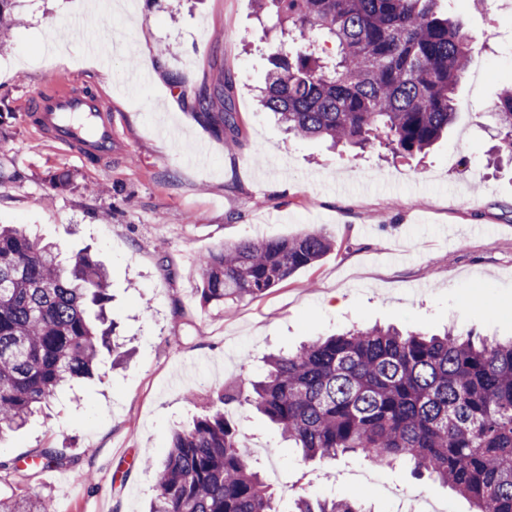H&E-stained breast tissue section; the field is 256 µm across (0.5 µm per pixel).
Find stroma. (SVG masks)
<instances>
[{
    "mask_svg": "<svg viewBox=\"0 0 512 512\" xmlns=\"http://www.w3.org/2000/svg\"><path fill=\"white\" fill-rule=\"evenodd\" d=\"M441 7L470 36L475 62L447 134L404 161L294 138L259 109L272 48L255 0H129L121 11L113 0H17L0 47V224L105 265L128 359L0 437L1 457L26 463L54 447L75 461L55 480L1 476L0 493L43 496L59 512H148L172 429L213 410L226 384L262 376L269 354L374 325L512 337V163H487L494 103L512 85V0ZM146 56L149 81L136 76ZM221 80L238 114L235 147L188 106ZM70 84L111 111L112 158L81 162L37 128L30 97ZM310 230L335 241L312 268L258 300L203 304L199 254ZM229 419L269 448L260 472L280 512L300 495L367 512H420L424 498L471 512L406 466L356 454L307 463L254 409ZM364 470L372 481L355 480Z\"/></svg>",
    "mask_w": 512,
    "mask_h": 512,
    "instance_id": "obj_1",
    "label": "stroma"
}]
</instances>
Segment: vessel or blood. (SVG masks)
Masks as SVG:
<instances>
[{
    "instance_id": "b4317fda",
    "label": "vessel or blood",
    "mask_w": 512,
    "mask_h": 512,
    "mask_svg": "<svg viewBox=\"0 0 512 512\" xmlns=\"http://www.w3.org/2000/svg\"><path fill=\"white\" fill-rule=\"evenodd\" d=\"M33 105L41 126L56 144L83 160L111 156L118 136L111 113L103 111L97 98L65 87L37 95Z\"/></svg>"
}]
</instances>
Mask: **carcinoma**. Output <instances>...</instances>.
Listing matches in <instances>:
<instances>
[{
    "mask_svg": "<svg viewBox=\"0 0 512 512\" xmlns=\"http://www.w3.org/2000/svg\"><path fill=\"white\" fill-rule=\"evenodd\" d=\"M15 0H0V44ZM269 31L283 39L262 94L265 109L301 139L394 157L424 155L455 119V88L473 61L470 38L440 0H271ZM324 31L336 52L290 45ZM224 83L203 87L192 116L216 137L239 135ZM499 149L512 155V86L494 104ZM334 246L318 230L244 239L196 263L205 304L255 300ZM106 267L86 251L60 258L14 224L0 225V433L17 431L68 382L93 376L102 350L115 352ZM220 407L174 429L157 472L150 512H278L273 492L247 458L233 406L276 424L303 460L361 453L403 461L468 500L473 512H512V341L358 328L271 355L264 375L230 384ZM39 466L69 470L57 448ZM0 512H52L51 501L0 495ZM292 512H367L348 499L294 501Z\"/></svg>",
    "mask_w": 512,
    "mask_h": 512,
    "instance_id": "cac0c4a2",
    "label": "carcinoma"
}]
</instances>
